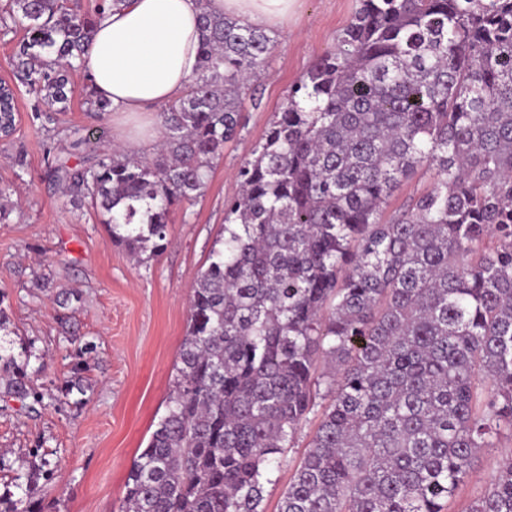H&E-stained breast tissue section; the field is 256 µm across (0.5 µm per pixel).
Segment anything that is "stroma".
Wrapping results in <instances>:
<instances>
[{
    "instance_id": "obj_1",
    "label": "stroma",
    "mask_w": 512,
    "mask_h": 512,
    "mask_svg": "<svg viewBox=\"0 0 512 512\" xmlns=\"http://www.w3.org/2000/svg\"><path fill=\"white\" fill-rule=\"evenodd\" d=\"M356 7L357 0H299L293 15L271 27L276 43L250 83L255 103L244 112L237 140L225 148L203 195L173 208L167 248L140 262L112 243L91 207L72 208L48 169L58 158L72 167L91 164L126 139L132 152L152 158L163 137L158 113L89 112L81 69L71 75L77 94L58 117L59 135L51 137L32 121L38 99L19 90L17 132L0 140V187L14 203L0 223V306L9 318L0 345L18 357L27 350L41 355L34 387L43 403L0 394V495L12 491L20 461L50 452L59 468L38 484L44 512H118L129 470L165 413L191 289L222 231L237 169L261 144L290 86L335 48ZM98 127L107 129L105 138L74 146V129ZM38 273L50 278L49 289L35 287ZM63 289L80 295L71 335L53 302ZM79 361L89 384L85 402H58L57 386ZM508 459L512 435L506 433L478 454L454 512L483 496Z\"/></svg>"
}]
</instances>
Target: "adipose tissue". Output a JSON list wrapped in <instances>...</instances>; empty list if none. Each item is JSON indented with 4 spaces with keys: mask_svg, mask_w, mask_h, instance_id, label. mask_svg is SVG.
<instances>
[{
    "mask_svg": "<svg viewBox=\"0 0 512 512\" xmlns=\"http://www.w3.org/2000/svg\"><path fill=\"white\" fill-rule=\"evenodd\" d=\"M298 0H208L216 13L268 27ZM199 0H123L98 22L86 57L91 86L113 111L143 114L180 98L197 70Z\"/></svg>",
    "mask_w": 512,
    "mask_h": 512,
    "instance_id": "obj_1",
    "label": "adipose tissue"
}]
</instances>
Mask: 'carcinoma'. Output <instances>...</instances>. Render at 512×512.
Wrapping results in <instances>:
<instances>
[{"label":"carcinoma","instance_id":"obj_1","mask_svg":"<svg viewBox=\"0 0 512 512\" xmlns=\"http://www.w3.org/2000/svg\"><path fill=\"white\" fill-rule=\"evenodd\" d=\"M9 0L11 66L54 124L106 10ZM199 65L160 113L151 160L50 167L112 241L157 255L242 125L274 39L201 0ZM429 187L383 220L401 183ZM224 203L222 249L190 295L165 415L120 512H265L264 483L318 423L277 512H448L473 459L512 432V0H358L332 51L289 89ZM30 354L0 346V389L36 404ZM82 363L57 400L84 394ZM49 454L0 495L42 512ZM27 503L21 511L18 505ZM468 512H512V464Z\"/></svg>","mask_w":512,"mask_h":512}]
</instances>
